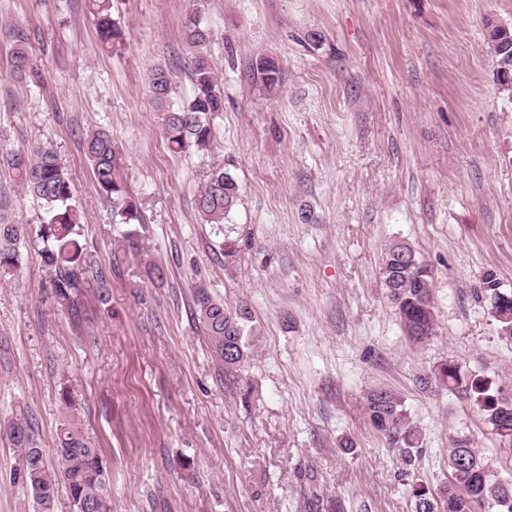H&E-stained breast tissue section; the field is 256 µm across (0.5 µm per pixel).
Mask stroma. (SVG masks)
<instances>
[{
	"label": "stroma",
	"instance_id": "1",
	"mask_svg": "<svg viewBox=\"0 0 512 512\" xmlns=\"http://www.w3.org/2000/svg\"><path fill=\"white\" fill-rule=\"evenodd\" d=\"M187 4L112 0L124 39L107 50L84 0H0V201L16 222L43 220L3 156L53 145L89 266L72 312L37 247L0 281V421L24 413L54 463L68 385L106 461L112 512H309L313 489L323 512H410L365 412L379 385L422 433L423 481L449 476L456 436L512 467L470 400L415 385L452 361L512 394V343L479 293L489 274L512 291V97L485 27L512 26V0H199L224 112L208 149L174 153L149 72H169L171 106L190 95ZM22 45L32 67L20 74ZM259 56L282 68L273 89L252 75ZM96 129L112 137L139 223L115 220L96 190L83 150ZM220 165L242 189L222 230L230 258L195 209ZM395 239L431 272L440 330L420 346L379 273ZM200 287L251 312L232 376L194 317ZM18 464L0 439V512H35Z\"/></svg>",
	"mask_w": 512,
	"mask_h": 512
}]
</instances>
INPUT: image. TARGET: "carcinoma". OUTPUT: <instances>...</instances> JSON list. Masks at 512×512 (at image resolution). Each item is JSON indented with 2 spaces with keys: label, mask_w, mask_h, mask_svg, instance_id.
<instances>
[{
  "label": "carcinoma",
  "mask_w": 512,
  "mask_h": 512,
  "mask_svg": "<svg viewBox=\"0 0 512 512\" xmlns=\"http://www.w3.org/2000/svg\"><path fill=\"white\" fill-rule=\"evenodd\" d=\"M87 8L98 21L101 41L112 44L121 30L112 20L110 0H87ZM183 36L192 49L193 90L176 110L162 113L164 136L171 151L189 147L208 148L214 120L224 112V95L214 64L206 51L212 32L198 9H193L183 26ZM489 50L496 60V81L512 96V29L490 25ZM254 77L265 87L280 83L282 69L269 57L252 63ZM151 89L155 102L164 107L172 93L169 73L156 67L151 71ZM84 153L98 192L112 202L122 223L139 220L140 212L126 186L118 178L117 156L111 136L104 130L90 132L84 140ZM24 189L45 207L46 220L40 224H19L0 210V278L14 276L22 267L23 248L39 247L44 267L51 273V288L57 304L72 310L85 283V260L80 243V216L71 204L73 182L67 166L51 145L38 144L27 152H15L6 160ZM241 201L236 177L224 167L208 176L198 195L196 210L206 224H224ZM409 260L398 256L399 241L385 245L381 260L387 297L408 340L423 344L438 335V319L430 272L419 253L406 246ZM483 294L489 296L491 317L500 338L512 343V292L500 290L490 277L483 282ZM247 311L228 308L206 289L195 292V315L211 341L216 359L224 373L233 372L246 359L242 342ZM423 392L445 388L462 391L491 425L493 433L512 447V397L495 394L490 385L474 376L465 378L461 367L446 361L415 379ZM63 418L56 435V465L49 469L42 449L34 439L28 419L19 414L0 423V437L7 438L19 452L14 478L31 493L37 512H52L59 488H64L74 512H112V494L100 449L85 436L76 416V402L67 388L59 393ZM366 413L373 428L381 434L399 461V477L406 487L411 512H512V471L503 477L482 453L472 448L465 436L452 440L448 450L451 475L431 485L416 475L421 452V433L404 408L403 399L391 388L378 386L366 398Z\"/></svg>",
  "instance_id": "cac0c4a2"
}]
</instances>
